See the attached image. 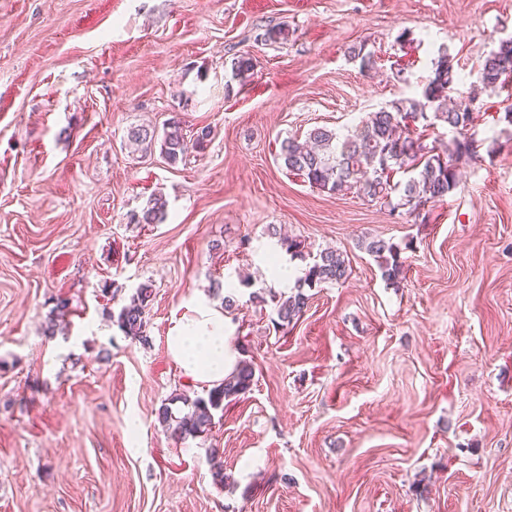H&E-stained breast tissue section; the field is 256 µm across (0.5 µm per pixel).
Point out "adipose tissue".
Here are the masks:
<instances>
[{"label":"adipose tissue","mask_w":512,"mask_h":512,"mask_svg":"<svg viewBox=\"0 0 512 512\" xmlns=\"http://www.w3.org/2000/svg\"><path fill=\"white\" fill-rule=\"evenodd\" d=\"M166 345L191 383H220L236 364L237 355L224 332V311L205 297L190 300L172 318Z\"/></svg>","instance_id":"ef3b65f1"}]
</instances>
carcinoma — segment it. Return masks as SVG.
Returning a JSON list of instances; mask_svg holds the SVG:
<instances>
[{
  "label": "carcinoma",
  "mask_w": 512,
  "mask_h": 512,
  "mask_svg": "<svg viewBox=\"0 0 512 512\" xmlns=\"http://www.w3.org/2000/svg\"><path fill=\"white\" fill-rule=\"evenodd\" d=\"M453 60L449 49L441 50L420 95L394 101L369 113L343 135L322 126L311 129L303 140L296 137L283 140L278 154L283 166L303 176L310 186L331 194L355 190L372 202L389 205L396 193L398 205L414 209L444 199L458 184L455 163L469 154L466 134L474 121L470 102L461 100L448 105L449 92L457 78ZM508 68H512V42H501L480 66L483 88L494 91L505 88L503 73ZM419 121L425 129L440 122L454 136L446 145H429L424 134L412 129V124ZM211 135V127L203 126L189 136L183 122L173 117L166 122L163 134L141 125L128 130L127 140L145 153L160 145L162 157L175 166L185 161L190 151L204 148ZM399 172L407 174V178L396 182L394 177ZM165 211L166 200L156 195L140 213L131 217V223L159 224ZM363 245L379 261L387 280L400 279L403 267L394 245L381 238L366 240ZM347 275L348 265L342 254L320 253L298 280L297 293L276 302V327L288 326L300 318L308 303L302 288L338 283ZM152 294L147 286L136 288L116 318L122 332L138 337L144 344L149 343L144 331ZM253 381L252 366L241 361L222 383L207 391V396L192 402L189 416L176 417L170 404L164 403L157 411V420L177 442L198 437L210 431L214 413L224 410V401L250 391Z\"/></svg>",
  "instance_id": "carcinoma-1"
}]
</instances>
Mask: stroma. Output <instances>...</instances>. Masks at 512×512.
Wrapping results in <instances>:
<instances>
[{"instance_id": "1", "label": "stroma", "mask_w": 512, "mask_h": 512, "mask_svg": "<svg viewBox=\"0 0 512 512\" xmlns=\"http://www.w3.org/2000/svg\"><path fill=\"white\" fill-rule=\"evenodd\" d=\"M508 38L512 0H0V512H512V96L477 81ZM443 45L478 145L444 200L392 210L282 166L283 139L420 94ZM175 115L212 129L186 162L128 145ZM158 194L163 223H131ZM327 248L346 281L274 328L273 266ZM216 280L254 384L178 442L156 410L207 388L165 336ZM143 284L145 344L114 321ZM366 252L379 261L383 275L388 281H397L403 274L398 252L393 244L381 238H372L363 242Z\"/></svg>"}]
</instances>
